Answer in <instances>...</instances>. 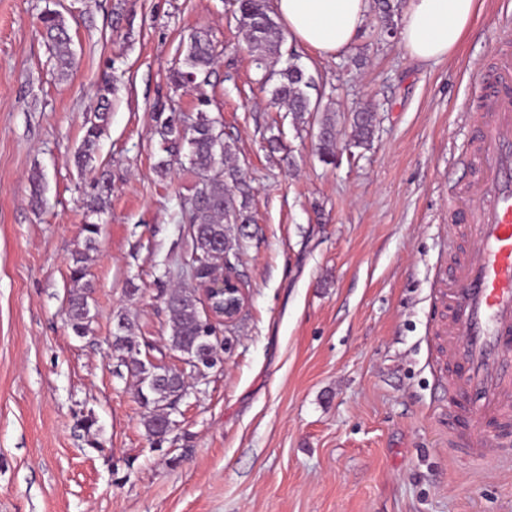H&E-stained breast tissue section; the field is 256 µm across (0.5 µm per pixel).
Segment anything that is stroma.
I'll use <instances>...</instances> for the list:
<instances>
[{"mask_svg":"<svg viewBox=\"0 0 512 512\" xmlns=\"http://www.w3.org/2000/svg\"><path fill=\"white\" fill-rule=\"evenodd\" d=\"M480 2L437 62L379 36L371 11L333 58L287 38L284 61L336 114L328 165L317 117L295 126L262 89L230 0H0V512H512V445L482 470L450 456L433 369L432 327L446 317L436 269L466 248L448 193L470 178L471 66L512 38V0ZM48 11L72 36L63 77L41 34ZM195 32L217 47L210 82L172 88ZM109 82L96 163L112 190L93 214L95 170L71 158ZM201 107L253 188L237 267L246 304L224 330L222 364L189 376L180 425L157 448L135 379L116 372L112 331L125 314L138 342L173 360L159 289L189 284L177 272L191 247L181 202L196 177L178 163L156 174V115ZM365 107L374 136L357 148L349 115ZM87 223L99 227L95 293L79 337L64 309Z\"/></svg>","mask_w":512,"mask_h":512,"instance_id":"obj_1","label":"stroma"}]
</instances>
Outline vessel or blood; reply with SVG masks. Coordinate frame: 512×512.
Segmentation results:
<instances>
[{
  "label": "vessel or blood",
  "mask_w": 512,
  "mask_h": 512,
  "mask_svg": "<svg viewBox=\"0 0 512 512\" xmlns=\"http://www.w3.org/2000/svg\"><path fill=\"white\" fill-rule=\"evenodd\" d=\"M496 88L484 94L469 120L477 130L467 148L475 170L468 208V251L447 288L449 363L456 377L439 381L467 404L461 418L467 432L447 431L448 448L471 465L490 462L488 421L512 413V45L501 44L490 61L477 65Z\"/></svg>",
  "instance_id": "b4317fda"
}]
</instances>
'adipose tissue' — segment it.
Instances as JSON below:
<instances>
[{
  "instance_id": "1",
  "label": "adipose tissue",
  "mask_w": 512,
  "mask_h": 512,
  "mask_svg": "<svg viewBox=\"0 0 512 512\" xmlns=\"http://www.w3.org/2000/svg\"><path fill=\"white\" fill-rule=\"evenodd\" d=\"M369 0H275L274 9L300 43L324 55L349 46L362 25ZM476 0H407L401 37L409 54L430 62L461 42Z\"/></svg>"
}]
</instances>
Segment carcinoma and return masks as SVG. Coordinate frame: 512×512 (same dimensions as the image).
<instances>
[{"label": "carcinoma", "instance_id": "cac0c4a2", "mask_svg": "<svg viewBox=\"0 0 512 512\" xmlns=\"http://www.w3.org/2000/svg\"><path fill=\"white\" fill-rule=\"evenodd\" d=\"M379 14L380 33L393 32V15L397 10L394 0H374ZM236 28L242 35L257 67L264 71L262 85L274 81L272 100L283 104L297 124L307 122V116L323 112L319 121L320 158L327 164L336 163V120L334 112L321 107L320 100H312L309 89L314 87L311 76L295 64L275 69L282 55L281 48L285 35L273 17L269 0H236L233 15ZM43 33L55 51L60 75L68 73L71 67V36L63 17L49 12L41 17ZM216 61V46L198 33L189 37L182 66L172 74V83L183 87L190 80L207 82ZM106 87L100 95V105L86 121L83 143L74 156L75 165L83 169L94 158L98 141L107 121L109 105ZM162 151L167 157L159 159L156 172L165 176L172 165V157L186 150L185 158L189 168L198 176L193 194L183 205L185 221L189 226L192 248L181 263V270L191 280L201 282L208 278L215 267V261L235 268V262L246 248L249 234L246 228L251 222L248 204L251 186L242 177L239 168L231 162L229 149L224 145L220 121L205 110H198L190 116L174 114L158 119ZM353 146L365 147L374 131V114L370 111L353 113L351 119ZM85 250L78 251L70 266L72 287L67 292V311L72 330L78 336L89 331L90 307L94 286L87 279L86 251L94 248L98 225L85 224ZM198 288H178L170 292L160 289V298L169 312L170 349L187 351L203 369L213 368L219 361V351L224 349L220 338V324H211L200 309ZM114 333L116 344L112 350L119 365L136 378L138 399L144 408L143 425L147 436L155 444L166 441L167 431L162 427L156 408L162 404H180L186 393L184 375L151 379L150 366L141 361V348L135 339L132 324L124 314L117 315Z\"/></svg>", "mask_w": 512, "mask_h": 512}]
</instances>
